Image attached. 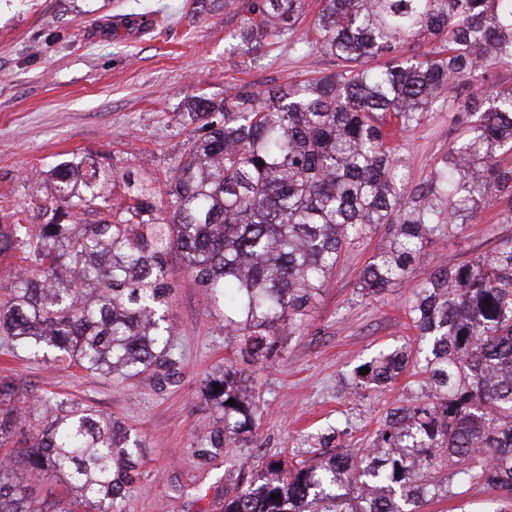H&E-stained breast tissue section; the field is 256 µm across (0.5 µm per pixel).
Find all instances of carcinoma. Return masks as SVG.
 I'll return each instance as SVG.
<instances>
[{"label":"carcinoma","instance_id":"carcinoma-1","mask_svg":"<svg viewBox=\"0 0 512 512\" xmlns=\"http://www.w3.org/2000/svg\"><path fill=\"white\" fill-rule=\"evenodd\" d=\"M304 5L245 0L237 37L260 49L294 32ZM315 29L308 45L338 70L266 98L240 85L219 102L193 99L179 113L194 125L190 149L166 191L133 168L71 161L51 173L42 223L18 209L0 224V255L19 251L22 261L0 289L8 352L51 353L109 379L176 375L167 258L178 253L222 329L264 365L308 326L342 256L376 229L391 239L362 271L369 294L406 281L443 224L472 223L494 194L512 200V168L499 160L512 150V88L495 74L512 65V0H322ZM416 45L426 51L406 56ZM452 95L467 126L408 193L386 129L420 123ZM119 181L123 207L108 196ZM86 213L95 220L82 224ZM408 314L415 341L378 352L355 381L383 388L414 366L427 400L391 409L366 448L341 445L313 465L268 463L224 498V512H422L457 495L438 479L444 468L498 493L492 512H509L512 240L437 265ZM206 397L221 422L205 438L217 455L224 437L255 429L257 406L228 368ZM34 411L45 426L0 462V512H122L139 449L121 421L1 374V448ZM48 478L63 492L32 498L29 483Z\"/></svg>","mask_w":512,"mask_h":512}]
</instances>
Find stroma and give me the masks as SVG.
Returning <instances> with one entry per match:
<instances>
[{
    "label": "stroma",
    "instance_id": "stroma-1",
    "mask_svg": "<svg viewBox=\"0 0 512 512\" xmlns=\"http://www.w3.org/2000/svg\"><path fill=\"white\" fill-rule=\"evenodd\" d=\"M318 2L306 0L293 36L257 50L236 36L245 12L226 11L218 0L199 15L187 0H0V215L20 207L40 223V208L52 201L50 172L63 162L92 158L163 177L188 151L191 129L175 118L188 97L220 100L235 85L265 91L334 71L331 57L299 47L315 37ZM151 10L156 26L134 36H107L99 27L116 14ZM464 127L458 104L447 101L393 140L407 189L426 179ZM510 239L512 204L489 200L473 223L429 236L405 282L368 295L360 274L387 243L378 228L345 253L308 327L264 366L218 329L215 311L175 256L178 287L169 304L181 370L174 382L160 386L145 374L122 383L1 350L0 374L124 423L141 452L123 512H222L225 494L258 464L315 460L319 436L333 428L343 442L366 447L388 410L426 397L414 370L379 390L355 386L354 370L415 338L408 300L427 272ZM227 366L248 381L257 429L239 435L232 452L215 455L200 437L217 424L203 391Z\"/></svg>",
    "mask_w": 512,
    "mask_h": 512
}]
</instances>
